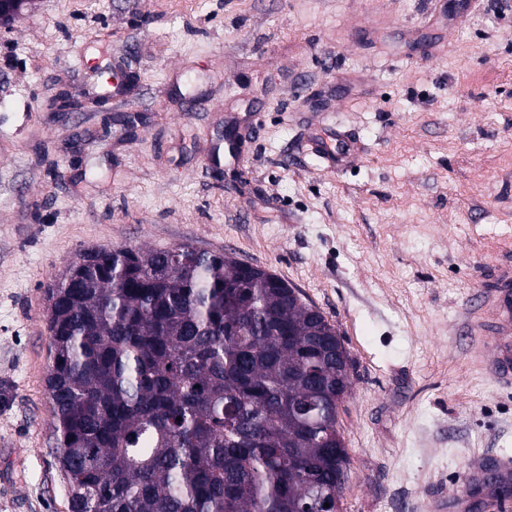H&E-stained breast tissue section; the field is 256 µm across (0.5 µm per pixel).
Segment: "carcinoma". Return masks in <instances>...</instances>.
<instances>
[{
	"label": "carcinoma",
	"mask_w": 512,
	"mask_h": 512,
	"mask_svg": "<svg viewBox=\"0 0 512 512\" xmlns=\"http://www.w3.org/2000/svg\"><path fill=\"white\" fill-rule=\"evenodd\" d=\"M82 251L47 289L46 387L71 512H296L340 493L354 365L278 275L190 244ZM311 403L305 427L290 403Z\"/></svg>",
	"instance_id": "cac0c4a2"
}]
</instances>
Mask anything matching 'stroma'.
<instances>
[{"label": "stroma", "mask_w": 512, "mask_h": 512, "mask_svg": "<svg viewBox=\"0 0 512 512\" xmlns=\"http://www.w3.org/2000/svg\"><path fill=\"white\" fill-rule=\"evenodd\" d=\"M339 133L336 172L314 145ZM186 243L343 339L339 512L465 493L512 457L470 313L512 263V0H31L0 28V512H70L46 289L84 249ZM319 147L316 152L327 168L344 167L359 154L356 143L340 133L330 142L322 141Z\"/></svg>", "instance_id": "35a3bbf8"}]
</instances>
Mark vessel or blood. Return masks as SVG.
Masks as SVG:
<instances>
[{"instance_id": "1", "label": "vessel or blood", "mask_w": 512, "mask_h": 512, "mask_svg": "<svg viewBox=\"0 0 512 512\" xmlns=\"http://www.w3.org/2000/svg\"><path fill=\"white\" fill-rule=\"evenodd\" d=\"M359 153L353 141L337 135L322 142L318 155L326 167L341 168ZM482 306L491 320L487 369L501 388L512 387V265L496 270L480 290Z\"/></svg>"}]
</instances>
